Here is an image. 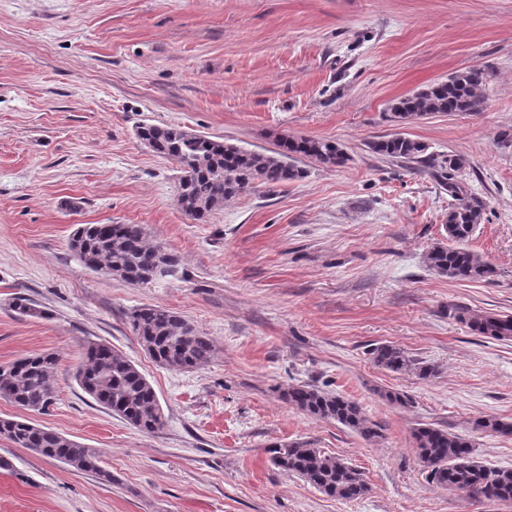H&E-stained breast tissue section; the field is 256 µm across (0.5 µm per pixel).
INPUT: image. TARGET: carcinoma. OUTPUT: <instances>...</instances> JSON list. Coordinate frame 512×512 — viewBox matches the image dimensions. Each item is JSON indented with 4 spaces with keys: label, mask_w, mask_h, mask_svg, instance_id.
Here are the masks:
<instances>
[{
    "label": "carcinoma",
    "mask_w": 512,
    "mask_h": 512,
    "mask_svg": "<svg viewBox=\"0 0 512 512\" xmlns=\"http://www.w3.org/2000/svg\"><path fill=\"white\" fill-rule=\"evenodd\" d=\"M485 82L481 68L458 71L445 81L434 82L390 105V121L399 125L428 114H452L473 110ZM138 138L153 153L174 161L179 169L176 204L197 222L248 192L275 193L288 183L305 177L296 165L307 158L325 168H342L349 155L328 139L281 135L269 153L249 150L218 138L176 126L144 124ZM379 155L414 161L428 146L404 133L390 134L370 143ZM448 172L442 187L455 200L445 217L444 229L454 245L435 244L426 254L428 267L436 274L458 281H478L494 273L493 268L467 247L481 222L483 203L465 192L455 180L463 161L444 160ZM70 246L88 269L131 284L144 282L157 267L179 260L164 245L147 239L140 224H81ZM21 317H42L33 301L18 297L13 305ZM469 328L497 340L512 338V319L495 316H461ZM127 322L138 344L158 366L173 371H193L208 365L215 354L210 337L175 312L153 305L131 309ZM372 360L391 372L411 369L413 360L403 350L381 344L373 348ZM58 358L33 353L12 364L0 366V398L31 412L47 409L55 397L54 373ZM79 388L95 402L140 431L155 433L164 426L162 410L154 388L144 374L121 352L106 343H91L75 372ZM289 404L316 420H335L364 440L380 437L378 426L356 401L303 384L281 391ZM474 429L486 433L512 435V421L480 418ZM0 438L20 448L91 474L101 483H112V472L101 466L99 451L73 441L49 428L27 420L0 419ZM419 460L429 479L439 487L488 501L512 503V469H492L477 461L470 436L455 434L432 425L416 429ZM272 463L295 474L328 496L358 499L368 492L363 474L343 459L330 455L309 442H293L274 447Z\"/></svg>",
    "instance_id": "carcinoma-1"
}]
</instances>
